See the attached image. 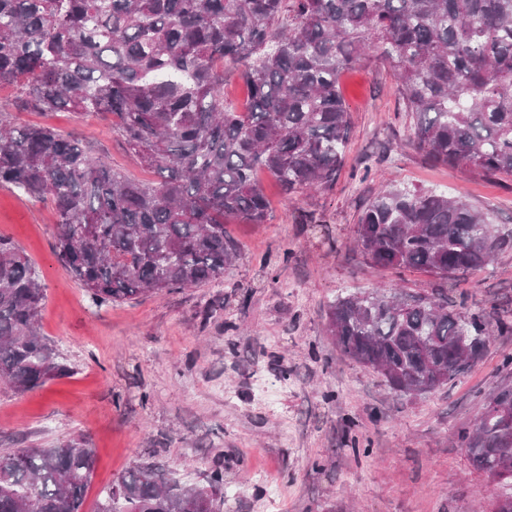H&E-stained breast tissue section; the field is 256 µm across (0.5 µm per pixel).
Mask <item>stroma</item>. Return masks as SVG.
I'll return each instance as SVG.
<instances>
[{
	"instance_id": "35a3bbf8",
	"label": "stroma",
	"mask_w": 512,
	"mask_h": 512,
	"mask_svg": "<svg viewBox=\"0 0 512 512\" xmlns=\"http://www.w3.org/2000/svg\"><path fill=\"white\" fill-rule=\"evenodd\" d=\"M351 116L332 189L284 195L266 173L264 224L227 222L238 257L208 285L92 306L53 253L56 212L0 185V236L36 267L46 299L42 335L70 375L21 393L0 381V454L88 437L96 467L84 512L125 471L153 465L186 483L224 468V512H493L512 488L477 470L458 440L512 369V334L435 392L397 397L344 357L327 332L337 292L446 290L449 305L495 322L512 310V175L480 177L433 163L412 144L391 69L359 63L340 77ZM0 112L19 125L78 131L114 168L157 180L112 137L76 125L69 110L19 111L0 88ZM459 196L491 217L504 242L460 285L371 263L354 247L363 205L380 185Z\"/></svg>"
}]
</instances>
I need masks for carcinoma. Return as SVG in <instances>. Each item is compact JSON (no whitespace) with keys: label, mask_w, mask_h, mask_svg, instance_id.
I'll return each instance as SVG.
<instances>
[{"label":"carcinoma","mask_w":512,"mask_h":512,"mask_svg":"<svg viewBox=\"0 0 512 512\" xmlns=\"http://www.w3.org/2000/svg\"><path fill=\"white\" fill-rule=\"evenodd\" d=\"M376 58L394 71L414 144L433 161L484 177L512 173V0H0V87L23 106L110 115L112 133L160 180L115 169L75 134L16 126L0 113V183L58 213L54 253L97 307L218 279L237 258L224 221L267 222L257 173L295 193L330 189L351 122L339 79ZM250 106L224 102V63ZM370 261L456 283L493 262L503 242L488 214L460 197L390 187L361 212ZM44 287L0 237V379L21 393L70 368L37 323ZM342 353L412 397L448 383L486 347L480 313L442 293L345 292L328 309ZM486 400L459 432L472 465L497 472L512 430ZM95 454L82 435L0 455V512H84ZM224 468L182 485L138 466L97 512H222Z\"/></svg>","instance_id":"cac0c4a2"}]
</instances>
